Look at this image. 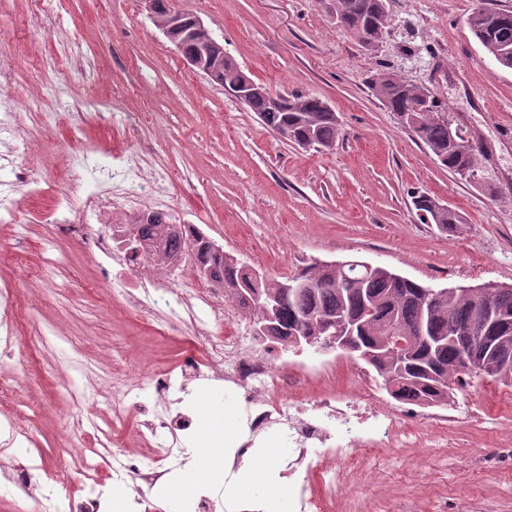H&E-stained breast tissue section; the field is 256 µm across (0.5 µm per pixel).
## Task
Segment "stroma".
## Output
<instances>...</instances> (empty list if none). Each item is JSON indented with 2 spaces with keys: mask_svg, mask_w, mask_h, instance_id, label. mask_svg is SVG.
I'll list each match as a JSON object with an SVG mask.
<instances>
[{
  "mask_svg": "<svg viewBox=\"0 0 512 512\" xmlns=\"http://www.w3.org/2000/svg\"><path fill=\"white\" fill-rule=\"evenodd\" d=\"M482 0H387L391 30L368 52L338 26L327 0H167L200 16L213 37L254 80L275 92L326 101L342 124L336 149L285 144L245 104L189 66L154 26L145 0H65L36 9L33 0H0V102L16 107L17 136L0 135V156L30 169L34 182L15 194L17 223H0V287L14 288L18 340L0 351V379L16 384L20 417L13 461H30L35 478L60 499L97 496L100 512L120 499L133 512H178L162 489L103 477L92 484L83 458L102 435H136L131 408L112 424V357L133 372L178 373L183 357H203L189 334L161 333L101 283L81 242L57 235L29 213L84 189L63 179L67 154L94 149L103 159L127 147L145 170L168 175L165 199L179 223L202 225L227 254L280 278L315 261L359 259L430 284H512V69L499 66L466 19ZM69 60L68 104L82 122L51 121L29 111L40 97L56 111L54 85ZM431 89L453 126L488 149L481 185L448 173L369 90L377 66ZM426 193L466 219L454 236L424 222L412 202ZM54 256L57 272L32 281L27 267ZM275 363L325 365L324 385L351 393L357 378L389 395L362 362L336 352L282 349ZM180 410L201 422L197 395H226L238 438L248 435L244 403L223 381L191 385ZM450 423L420 408L412 423L422 443L406 440L365 456L355 477L337 483L331 512H512V387L485 379L456 391L443 407ZM82 432L72 433L74 419Z\"/></svg>",
  "mask_w": 512,
  "mask_h": 512,
  "instance_id": "1",
  "label": "stroma"
}]
</instances>
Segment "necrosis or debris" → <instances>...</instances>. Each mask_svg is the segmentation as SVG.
<instances>
[{"label": "necrosis or debris", "instance_id": "obj_1", "mask_svg": "<svg viewBox=\"0 0 512 512\" xmlns=\"http://www.w3.org/2000/svg\"><path fill=\"white\" fill-rule=\"evenodd\" d=\"M109 190L84 195L79 202L61 199L52 213L57 233L78 238L97 261L104 281L117 288L126 306L141 317L155 321L161 328L187 330L199 336L205 348L204 359H183L179 376L157 373L148 377L131 374L124 363L112 371V419L120 421L125 402L143 387H151L150 402L140 404L143 417L142 444L153 446L155 461L138 465L121 443H113L106 453L97 454L91 471L112 472L116 480L129 478L153 486L168 473V466L181 454V433L191 424L171 411L170 395L176 383H190L212 374L240 392L247 408L246 422L250 437L237 448L228 469H235L239 459L253 454L255 437L273 434L287 444L292 464L306 472L326 477V494L316 497L306 487L297 492L298 512H328L336 495V471L329 463L340 460L348 471H355L362 456L377 453L383 444L401 441L407 431L390 411L365 395L357 386L355 396L337 397L327 391L310 396L304 383L279 371L268 356L263 342L225 329L231 309L238 303L232 297L192 280L200 265L198 257H189L179 274L168 271L145 272L136 268L124 248L129 225H113L103 231L100 216L109 210L153 213L165 200L163 178L142 184L134 166L108 169ZM191 282L183 290L182 282ZM7 481L19 498L33 500L34 512H95L93 504L61 508L48 486L32 482L27 468L14 465Z\"/></svg>", "mask_w": 512, "mask_h": 512}]
</instances>
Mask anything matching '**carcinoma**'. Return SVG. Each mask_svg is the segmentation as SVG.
Instances as JSON below:
<instances>
[{"label": "carcinoma", "mask_w": 512, "mask_h": 512, "mask_svg": "<svg viewBox=\"0 0 512 512\" xmlns=\"http://www.w3.org/2000/svg\"><path fill=\"white\" fill-rule=\"evenodd\" d=\"M340 2L349 5L340 26L372 50L370 43L388 33L383 0H367V10L359 0ZM467 24L481 46L495 49L511 69L512 11L481 4ZM214 52L224 58V66L210 80L233 95L243 70L222 45ZM368 85L389 111L410 112L406 129L448 172L468 181L480 171L481 153L453 133L441 103L428 104L434 98L429 89L405 83L384 66L372 71ZM276 98L281 105L257 97L247 107L272 129L288 128L297 143L310 140L316 151L335 147L340 120L326 102L311 94L278 93ZM414 206L444 234H455L464 223L458 212L439 207L429 195L415 197ZM141 235L156 257L188 256L181 225L169 224L161 215L147 218ZM209 279L242 303L252 323H266L267 314H273V326L265 334L271 342L291 348L294 336L321 342L330 332L349 335L351 356L379 378L392 377L389 395L398 402L446 406L455 387L486 378L512 387V286L488 281L478 288H435L407 277L396 279L384 267L368 270L358 260L339 266L315 262L281 280L255 278L226 254L213 258Z\"/></svg>", "instance_id": "1"}]
</instances>
